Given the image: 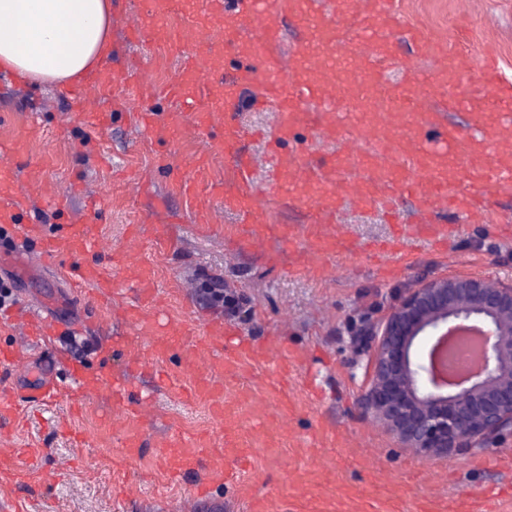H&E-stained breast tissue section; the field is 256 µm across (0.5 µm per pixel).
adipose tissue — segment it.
<instances>
[{
  "label": "adipose tissue",
  "mask_w": 512,
  "mask_h": 512,
  "mask_svg": "<svg viewBox=\"0 0 512 512\" xmlns=\"http://www.w3.org/2000/svg\"><path fill=\"white\" fill-rule=\"evenodd\" d=\"M112 0H0V72L72 86L112 55Z\"/></svg>",
  "instance_id": "ef3b65f1"
}]
</instances>
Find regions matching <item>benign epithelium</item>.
<instances>
[{"label":"benign epithelium","instance_id":"benign-epithelium-1","mask_svg":"<svg viewBox=\"0 0 512 512\" xmlns=\"http://www.w3.org/2000/svg\"><path fill=\"white\" fill-rule=\"evenodd\" d=\"M470 329L486 337L484 365L448 382V343ZM372 375L364 412L424 456L487 448L512 431V283L486 275L425 277L367 324ZM427 341L423 359L415 355Z\"/></svg>","mask_w":512,"mask_h":512}]
</instances>
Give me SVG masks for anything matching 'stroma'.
<instances>
[{
  "label": "stroma",
  "instance_id": "obj_1",
  "mask_svg": "<svg viewBox=\"0 0 512 512\" xmlns=\"http://www.w3.org/2000/svg\"><path fill=\"white\" fill-rule=\"evenodd\" d=\"M140 11L139 0H116L108 65L121 73L135 66L146 83L160 88L173 81L180 58L158 43L127 41L126 25ZM400 13L402 29L427 31L474 60L494 55L503 78L512 81V0H400ZM174 106L147 92L118 105L106 100L101 107L109 118L97 130L84 123L64 88L24 84L0 73V156L14 168L25 194L19 223L0 224V278L13 282L15 302L85 326L74 337L23 345L28 363L13 373L11 386L27 387L55 352L69 359L57 369L60 386L70 384L74 365L90 374L130 377L129 392L118 403L106 387L79 410L63 397L49 405H21L14 418L0 420L7 447L35 449L29 466L41 475L32 486L0 480V512H249L233 488L222 484L195 498L202 472H188L175 483L160 466L149 468L139 460L120 465L114 459L123 433L134 428L159 440L182 431L201 436L210 447L224 445V425L211 401L188 396L199 379L223 382L221 373L186 363L176 349L146 361L144 368H130L132 350L147 342L119 314L139 299L140 286L128 274L137 266L149 269V287L163 300L155 311L157 331L177 325L197 329L209 317L258 344L277 337L299 358L290 388L294 409L284 410L264 393L259 408L288 435L309 438L322 431L335 440L318 448L303 468L287 439L274 453L255 452L245 477L255 492L270 493L279 512H303L304 502L338 498L342 489L366 485L373 469L381 474L379 495L391 490L406 500L511 484L512 471L474 464L488 453L512 457L511 433L487 450L428 458L364 418L369 351L357 335L421 277L486 273L512 283V232L495 223L464 224L447 249L427 241L411 244V263L400 269L394 258L358 251L391 238L393 224L379 210L347 207L342 220L349 250L317 272L298 274L297 256L270 263L276 240L247 241L236 213L220 202H212L206 221L198 220L201 194L188 190L182 157H206L214 184L225 182L232 161L214 152L212 134L190 121L168 140L135 129L136 113H165ZM245 149L260 159L253 172L258 206L280 224L310 223L308 206L275 189L265 142H246ZM161 155L169 158L168 168H157ZM73 224L87 227L95 249L79 256L68 252L65 238ZM29 225L37 226L36 234L26 233ZM48 240L58 246L52 269L35 262ZM88 265L111 280L110 295L100 296L90 283L75 288ZM216 290L224 292L225 301L213 300Z\"/></svg>",
  "mask_w": 512,
  "mask_h": 512
}]
</instances>
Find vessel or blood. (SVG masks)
Instances as JSON below:
<instances>
[{
  "instance_id": "1",
  "label": "vessel or blood",
  "mask_w": 512,
  "mask_h": 512,
  "mask_svg": "<svg viewBox=\"0 0 512 512\" xmlns=\"http://www.w3.org/2000/svg\"><path fill=\"white\" fill-rule=\"evenodd\" d=\"M206 4L204 25L171 30L164 19L174 11L175 0H141L143 13L155 20L143 36L149 42L178 45L181 65L166 93L174 101L194 105L197 128L220 129L213 149L233 160V180L222 194L224 206L238 213L248 239H264L272 227L254 199L251 175L257 160L241 150L249 131L233 112L238 91L245 86L252 88L256 104L275 110L273 136L282 144L289 143L297 128L308 125L315 127L323 140L341 141L348 135L350 113L370 109L375 114L374 121L362 128L370 142L363 179L348 178L349 157L345 154L313 160L300 147L278 152L277 189L311 202L315 210L313 223L297 230L282 229L279 239L285 250L303 247L315 262L334 257L345 243L341 205L379 206L390 216L401 194L415 199L423 219L398 225L395 253L399 256L405 255L408 240H447V226L435 223L433 214L448 212L462 224L499 222L490 199L512 192V121L502 122L489 106L502 98L512 99V83L502 78L495 59L465 61L447 44L415 29L408 32L406 40L415 55L426 59L429 74L424 77L413 72L409 87L389 88L385 85L386 68L402 63L395 50L396 0H206ZM285 18L295 21L301 31V41L287 61L278 53ZM351 26L372 44V52L354 44L347 34ZM230 52L239 65L228 78L224 61ZM262 69L274 72L275 80L259 83L257 73ZM465 69L477 93L467 98L449 96L448 107L468 111L471 133L467 136L441 127L438 113L418 111L415 104L417 89L425 81L435 80L451 89ZM118 83L116 73L104 69L72 93L83 102L111 93ZM141 122L149 133L162 138L182 125L183 115L177 111L145 112ZM436 128L447 148L432 147L423 139V131ZM18 221L14 174L5 162L0 164V224ZM56 325L51 312L38 309L32 319L21 324L20 334L40 336ZM229 333V327L216 320L206 321L199 333L175 326L168 335L153 337L134 358L140 361L167 349L175 336L182 341L187 359H196L202 352L216 355L224 367L223 383L203 379L196 391L214 399V413L224 421L223 448L216 450L214 463L208 464L203 459L204 440L176 434L164 440L158 461L179 471L205 468L209 482L236 487L253 512H269L267 499L257 496L242 480L254 443L271 436L270 428L253 425L258 390L244 382L266 362L269 352L248 344L225 348L224 338ZM60 393L50 374L19 393L1 390L0 419L14 415L18 398L40 404ZM148 446L146 433L125 436L120 457L143 458ZM0 475L17 480L34 478L35 473L21 454L0 451ZM409 512H512V487L491 488L466 502L420 497Z\"/></svg>"
}]
</instances>
